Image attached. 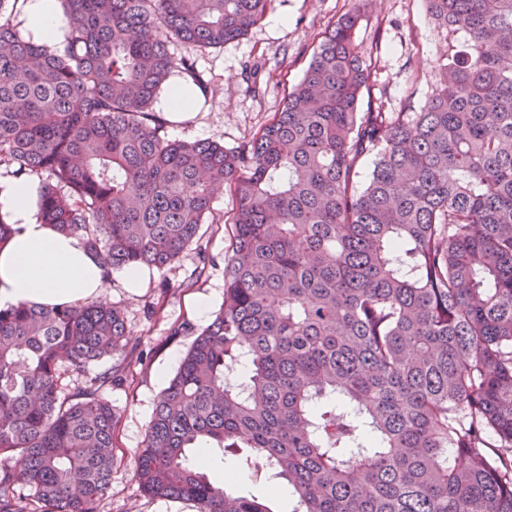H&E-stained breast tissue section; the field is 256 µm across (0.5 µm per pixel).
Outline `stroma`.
<instances>
[{"label":"stroma","mask_w":512,"mask_h":512,"mask_svg":"<svg viewBox=\"0 0 512 512\" xmlns=\"http://www.w3.org/2000/svg\"><path fill=\"white\" fill-rule=\"evenodd\" d=\"M353 0H274L268 15L248 34L224 48L194 53L204 84L192 117L167 124L170 139H209L228 147L249 140L281 110L292 85L303 76L322 34ZM371 71L366 103L385 111L419 108L432 94L444 55L465 42V33H441L425 0H366L356 33ZM233 198L224 192L200 230L170 266L150 268L142 287H126L113 272L102 298L125 316L130 343L111 361L84 370L65 367L64 392L88 385L113 369L103 390L117 416L112 485L101 512H197L189 501L145 496L135 477L134 455L141 448L157 400L179 366L195 334L206 327L224 301V256L231 243ZM206 301L205 313L196 305ZM233 492L264 501L271 512H289L287 481L240 471Z\"/></svg>","instance_id":"stroma-1"}]
</instances>
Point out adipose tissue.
Returning a JSON list of instances; mask_svg holds the SVG:
<instances>
[{
	"label": "adipose tissue",
	"instance_id": "obj_1",
	"mask_svg": "<svg viewBox=\"0 0 512 512\" xmlns=\"http://www.w3.org/2000/svg\"><path fill=\"white\" fill-rule=\"evenodd\" d=\"M16 17L35 41L63 44L58 0H19ZM38 183L0 177V218L13 234L0 243V308L22 301L59 306L98 298L103 269L82 237L63 234L38 216Z\"/></svg>",
	"mask_w": 512,
	"mask_h": 512
}]
</instances>
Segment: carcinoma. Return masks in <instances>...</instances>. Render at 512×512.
I'll return each mask as SVG.
<instances>
[{
  "label": "carcinoma",
  "mask_w": 512,
  "mask_h": 512,
  "mask_svg": "<svg viewBox=\"0 0 512 512\" xmlns=\"http://www.w3.org/2000/svg\"><path fill=\"white\" fill-rule=\"evenodd\" d=\"M272 2L60 0V51L0 0V166L45 176L43 223L108 274L161 269L217 187L235 198L224 302L161 392L139 485L197 512H269L192 461L209 444L287 480L291 512H512V0H426L469 40L417 112L360 109L354 0L249 141L169 139L155 104L193 70L170 44L222 48ZM128 344L115 307L0 309V512H99L114 374L65 394L60 368Z\"/></svg>",
  "instance_id": "1"
}]
</instances>
